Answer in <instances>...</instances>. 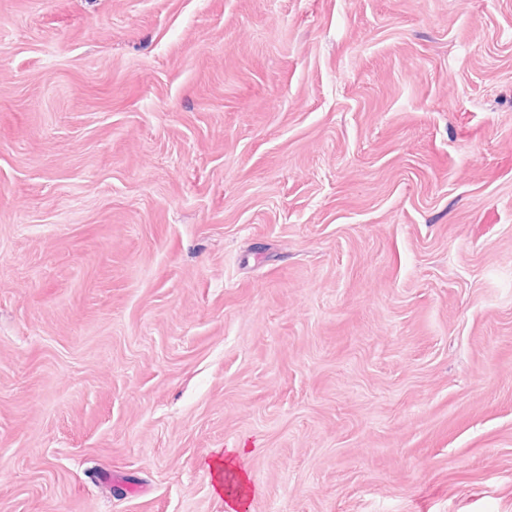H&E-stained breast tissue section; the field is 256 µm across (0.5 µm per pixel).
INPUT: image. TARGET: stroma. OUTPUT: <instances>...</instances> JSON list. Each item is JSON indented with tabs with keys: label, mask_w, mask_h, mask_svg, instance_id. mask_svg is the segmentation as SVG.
Segmentation results:
<instances>
[{
	"label": "stroma",
	"mask_w": 512,
	"mask_h": 512,
	"mask_svg": "<svg viewBox=\"0 0 512 512\" xmlns=\"http://www.w3.org/2000/svg\"><path fill=\"white\" fill-rule=\"evenodd\" d=\"M512 512V0H0V512ZM245 457L242 448H227L226 455L222 457L221 452L215 457L209 459L208 463L214 479V485H220L222 488V495L227 501L228 505L232 508L231 512L235 510H242L246 508V500H243L244 495L251 494V485L248 483V477L243 469L240 468V463ZM237 482L234 488L233 483Z\"/></svg>",
	"instance_id": "1"
}]
</instances>
